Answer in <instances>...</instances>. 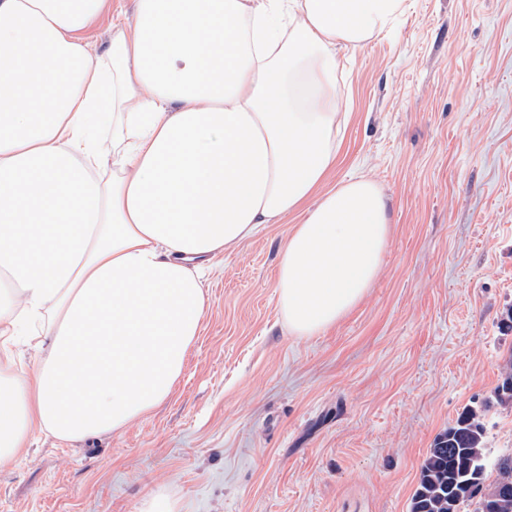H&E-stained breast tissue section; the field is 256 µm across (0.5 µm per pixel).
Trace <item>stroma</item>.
I'll return each mask as SVG.
<instances>
[{
    "mask_svg": "<svg viewBox=\"0 0 512 512\" xmlns=\"http://www.w3.org/2000/svg\"><path fill=\"white\" fill-rule=\"evenodd\" d=\"M340 144L327 186L364 175L393 205L365 298L315 336L276 290L299 215L215 255L171 396L119 431H36L0 471V512H409L436 436L486 405L489 462L512 456L493 404L512 356V0H407L391 33L336 71Z\"/></svg>",
    "mask_w": 512,
    "mask_h": 512,
    "instance_id": "stroma-1",
    "label": "stroma"
}]
</instances>
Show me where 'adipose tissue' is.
<instances>
[{"label":"adipose tissue","instance_id":"obj_1","mask_svg":"<svg viewBox=\"0 0 512 512\" xmlns=\"http://www.w3.org/2000/svg\"><path fill=\"white\" fill-rule=\"evenodd\" d=\"M0 0V469L33 429L80 442L168 399L206 307L202 261L302 212L281 251L290 333L366 295L391 203L336 161L341 49L406 0ZM111 172L110 181L101 173ZM36 361L20 369L17 345ZM134 0H112V10L100 18L87 32L86 38L100 50L108 47V38L111 32L112 15L122 14V19L131 22L134 18Z\"/></svg>","mask_w":512,"mask_h":512}]
</instances>
